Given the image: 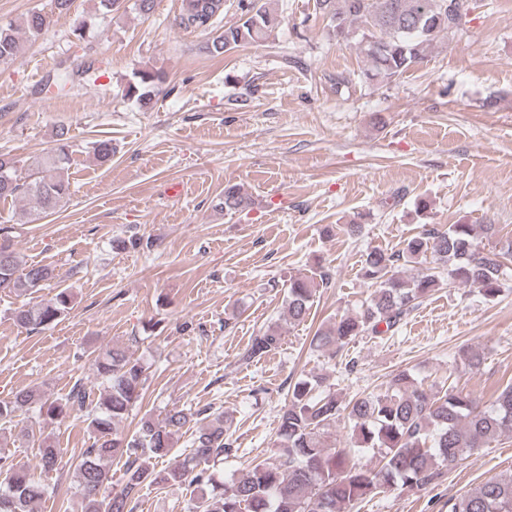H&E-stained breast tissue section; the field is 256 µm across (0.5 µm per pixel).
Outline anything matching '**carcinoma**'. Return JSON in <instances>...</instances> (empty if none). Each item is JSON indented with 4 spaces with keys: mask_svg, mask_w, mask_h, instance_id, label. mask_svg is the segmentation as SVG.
<instances>
[{
    "mask_svg": "<svg viewBox=\"0 0 512 512\" xmlns=\"http://www.w3.org/2000/svg\"><path fill=\"white\" fill-rule=\"evenodd\" d=\"M318 0L336 37L358 36L359 51L370 67L366 78L389 81L419 63L434 44L451 36L466 22L470 0ZM237 21L211 37L205 51L220 56L240 46L264 42L280 25L279 16L263 0H238ZM224 15V0H181L178 26L185 32H206ZM49 17L40 12L25 15L17 25L0 24V63L19 51L16 32L37 37L47 31ZM168 80L162 69H140L123 88V96L141 106L151 104L156 89ZM54 151L28 166L0 154V200L27 199L41 212L53 211L71 194L67 175L68 130L55 132ZM96 159L112 161L116 148L110 140L93 146ZM248 204L236 185L224 187L216 207L235 211ZM0 250V289L31 295L54 277L49 266L21 268L9 238ZM431 256L435 266L416 275L406 267ZM512 258V243L498 251L477 241L472 224L431 226L403 241L395 250L372 248L366 252L362 278L373 288L369 299L353 316H344L315 336L316 347L339 349L362 333L381 335L380 325L390 332L402 318L431 293L446 284L478 289L486 299L503 291L506 262ZM328 284L307 275L294 277L286 297L288 321L301 323L309 315L316 290ZM71 293L64 289L51 299L24 303L13 312L17 325L30 331L58 322L70 309ZM281 327L267 326L252 339L246 359H260L278 348ZM93 365L102 379L97 400L89 399L77 383L66 397L48 400L35 389L19 391L10 400H0V422L10 423L38 409V416L54 421L81 413L93 435V443L70 463L76 478L81 512H133L149 487H193L192 512H350L366 498L379 493L413 492L426 488L448 464L474 448L512 435V383L504 386L488 405L481 406L470 393L418 380L406 371L394 375L387 388L350 401L340 398L325 384V378L307 376L288 388V404L278 418L273 454L248 465L231 482L217 476L215 463L224 460L235 440L224 419L205 417L206 410L174 407L160 420L141 419L139 430L128 437L119 423L140 402L147 381L146 369L119 347H105L94 354ZM353 424L348 444L336 445L331 430L336 422ZM195 427L190 452L168 466L157 468L168 456L175 439ZM372 450L378 465L364 469L357 454ZM125 459L120 488L107 491L112 475L105 461ZM62 463L59 449L48 442L39 448V464L53 470ZM46 494L45 486L30 470L5 455L0 456V512H32ZM448 512H512V473L489 479L456 499Z\"/></svg>",
    "mask_w": 512,
    "mask_h": 512,
    "instance_id": "obj_1",
    "label": "carcinoma"
}]
</instances>
